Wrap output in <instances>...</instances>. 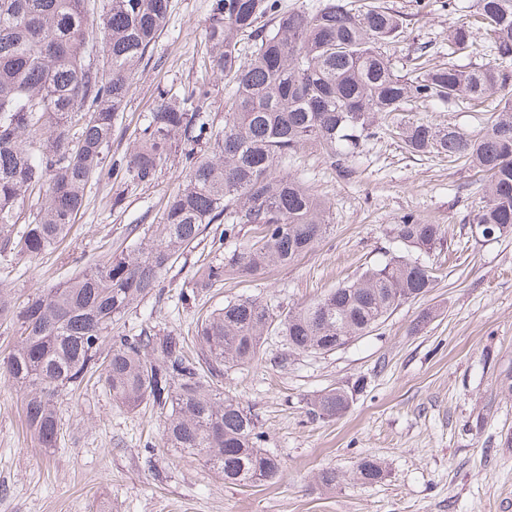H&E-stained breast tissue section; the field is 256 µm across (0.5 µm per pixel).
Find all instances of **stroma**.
I'll return each mask as SVG.
<instances>
[{"instance_id":"1","label":"stroma","mask_w":512,"mask_h":512,"mask_svg":"<svg viewBox=\"0 0 512 512\" xmlns=\"http://www.w3.org/2000/svg\"><path fill=\"white\" fill-rule=\"evenodd\" d=\"M406 28L384 52L399 74H412L421 51L448 59V30L457 20L444 0H378ZM212 0H169L168 21L141 63L112 129V155L129 153L158 90L182 97L210 82L205 108L224 117V79L206 75L204 34ZM485 107L460 101L423 104L411 119L472 132ZM329 205L333 231L294 264L253 278L230 275L178 307L185 280L208 263L202 241L163 276L162 294L117 324L133 335L141 324L194 336L205 311L232 298H257L274 310L304 305L397 250L389 228L407 213L443 225L452 257L431 290L402 303L373 332L327 354L289 353L269 336L258 359L224 375L226 393L252 407L264 446L282 465L272 484L235 486L202 459L161 440L151 408L115 407L99 385L58 405L55 447L38 448L26 431L22 394L0 379V512H512V235L471 238L484 183L465 161L413 154L387 133L366 140L352 178H342L320 148L288 161ZM183 164L171 155L152 183L104 176L88 190L62 250L36 263L0 255V288L17 302L88 270L112 248L131 250L160 224ZM139 232L128 235L131 225ZM431 319L416 322L423 312ZM359 383L349 410L311 419L310 398ZM365 458L384 462L385 476L367 485L319 482L321 469L350 473Z\"/></svg>"}]
</instances>
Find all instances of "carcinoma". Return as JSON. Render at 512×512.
I'll use <instances>...</instances> for the list:
<instances>
[{"instance_id":"obj_1","label":"carcinoma","mask_w":512,"mask_h":512,"mask_svg":"<svg viewBox=\"0 0 512 512\" xmlns=\"http://www.w3.org/2000/svg\"><path fill=\"white\" fill-rule=\"evenodd\" d=\"M168 11L169 0H103L92 22L86 0H0L3 250L31 263L57 251L88 188L105 173L148 184L170 154L188 162L148 244L133 253L109 251L22 305L0 289V322L17 335L0 360V379L22 391L40 448L56 445L59 400L96 375L116 406L148 405L162 418L166 447L202 458L226 484H264L281 477L282 465L262 448L250 407L224 393V374L252 364L272 330L291 353H327L373 331L394 308L434 287V269L419 255L444 245L442 225L403 215L390 228L400 250L295 309L275 311L257 298L225 302L196 319L195 357L174 330L114 335L112 325L153 296L163 273L216 222L224 224L212 238L216 256L181 289L182 301L226 273L288 266L322 242L330 229L327 204L288 171V156L306 146L321 147L347 179L361 143L383 129L413 153L464 159L485 182L472 223L512 228V98L504 99L512 87V0H477L476 11L461 15L448 34V62L425 65L413 77L396 74L381 51L404 27L403 17L384 6L353 10L344 0H319L283 14L277 0H213L203 67L230 86L224 123L202 111L210 97L205 80L179 99L161 95L134 148L116 163L110 151L117 112ZM489 52L496 62H481ZM460 57L469 63L459 64ZM460 98L498 102L475 134L406 119L418 101L449 105ZM34 196L31 221L12 235ZM246 226L255 240L224 253ZM358 387L323 391L308 414L340 417ZM382 474L379 462L365 458L352 480L372 484Z\"/></svg>"}]
</instances>
